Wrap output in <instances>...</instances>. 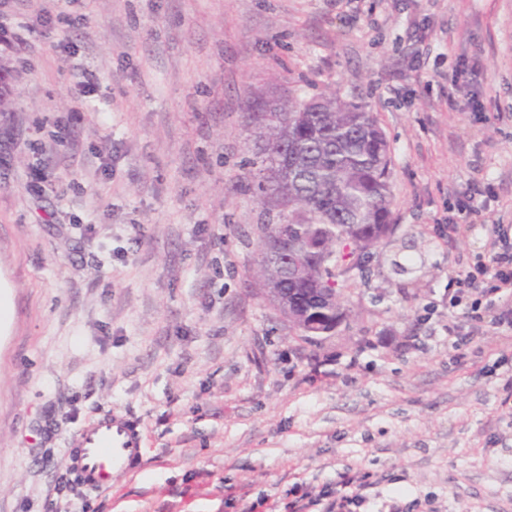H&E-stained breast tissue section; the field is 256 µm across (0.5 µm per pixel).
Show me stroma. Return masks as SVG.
<instances>
[{"label": "stroma", "mask_w": 512, "mask_h": 512, "mask_svg": "<svg viewBox=\"0 0 512 512\" xmlns=\"http://www.w3.org/2000/svg\"><path fill=\"white\" fill-rule=\"evenodd\" d=\"M39 3L0 8L29 27L0 52V512H288L351 476L353 512H512V334L449 305L512 225V0ZM327 89L378 118L395 231L315 343L251 282L288 215L248 107ZM109 410L146 453L85 492L63 452Z\"/></svg>", "instance_id": "35a3bbf8"}]
</instances>
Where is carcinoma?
I'll return each instance as SVG.
<instances>
[{"label":"carcinoma","mask_w":512,"mask_h":512,"mask_svg":"<svg viewBox=\"0 0 512 512\" xmlns=\"http://www.w3.org/2000/svg\"><path fill=\"white\" fill-rule=\"evenodd\" d=\"M250 118L263 141L253 161L263 201L288 209L287 223L266 226L262 248L273 241L286 255L293 242L323 236L333 255L324 265L314 253L296 254L307 269L297 281L262 259L253 278L261 291L278 280L288 294L314 301L336 284V268L364 272V255L391 223L388 141L372 113L333 92L307 102L262 100Z\"/></svg>","instance_id":"obj_1"}]
</instances>
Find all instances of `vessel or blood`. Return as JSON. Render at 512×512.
Segmentation results:
<instances>
[{
    "mask_svg": "<svg viewBox=\"0 0 512 512\" xmlns=\"http://www.w3.org/2000/svg\"><path fill=\"white\" fill-rule=\"evenodd\" d=\"M142 457L140 424L121 412H105L69 440L63 466L81 487L99 491L111 486L114 475L133 469Z\"/></svg>",
    "mask_w": 512,
    "mask_h": 512,
    "instance_id": "1",
    "label": "vessel or blood"
}]
</instances>
